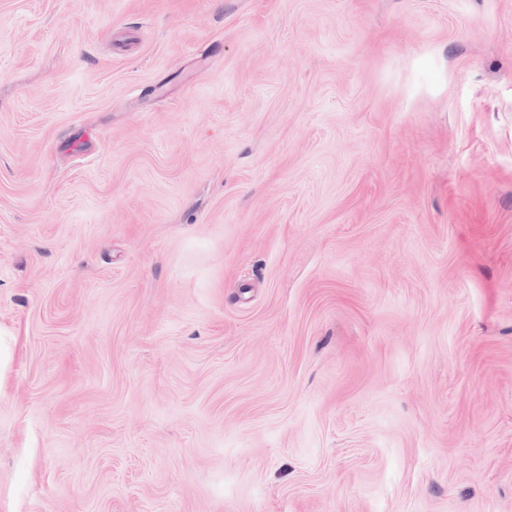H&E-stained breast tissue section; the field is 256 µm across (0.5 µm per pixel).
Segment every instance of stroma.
I'll use <instances>...</instances> for the list:
<instances>
[{
	"label": "stroma",
	"mask_w": 512,
	"mask_h": 512,
	"mask_svg": "<svg viewBox=\"0 0 512 512\" xmlns=\"http://www.w3.org/2000/svg\"><path fill=\"white\" fill-rule=\"evenodd\" d=\"M0 512H512V0H0Z\"/></svg>",
	"instance_id": "1"
}]
</instances>
